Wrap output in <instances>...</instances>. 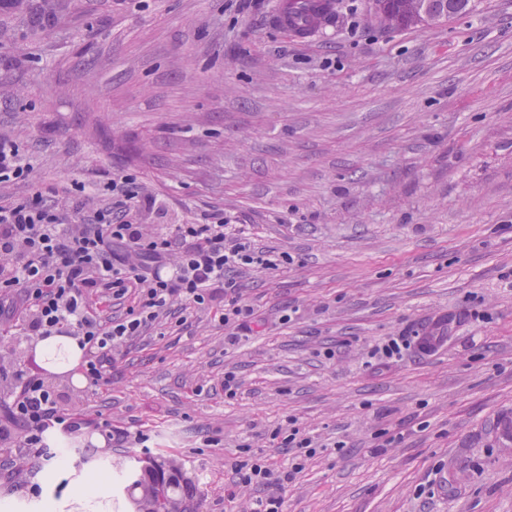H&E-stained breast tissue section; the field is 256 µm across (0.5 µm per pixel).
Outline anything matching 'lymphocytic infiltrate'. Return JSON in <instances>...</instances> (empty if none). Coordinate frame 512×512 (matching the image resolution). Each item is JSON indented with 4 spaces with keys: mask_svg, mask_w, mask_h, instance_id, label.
<instances>
[{
    "mask_svg": "<svg viewBox=\"0 0 512 512\" xmlns=\"http://www.w3.org/2000/svg\"><path fill=\"white\" fill-rule=\"evenodd\" d=\"M112 196L109 207L73 219L48 206L41 192L21 202L0 203V319L23 314L29 336H72L85 352L84 371L91 383L105 380L116 351L159 321L174 302L203 305L229 295L225 323L247 326L253 312L231 298L236 285L226 274L235 269L275 270L287 255L255 253L245 233L227 236L228 221L217 216L205 224H181L167 234L128 221L135 208L154 207L134 176L104 183ZM100 292L130 299L124 318L112 319L90 308ZM16 390L8 397V415L0 420V445L33 448L42 457L51 452L48 431L74 435L90 424L85 413H65L43 380L16 369ZM295 449L289 471L275 473L263 458L251 456L235 465L240 485H283L318 453L299 428L282 439Z\"/></svg>",
    "mask_w": 512,
    "mask_h": 512,
    "instance_id": "lymphocytic-infiltrate-1",
    "label": "lymphocytic infiltrate"
}]
</instances>
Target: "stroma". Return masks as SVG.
<instances>
[{
  "mask_svg": "<svg viewBox=\"0 0 512 512\" xmlns=\"http://www.w3.org/2000/svg\"><path fill=\"white\" fill-rule=\"evenodd\" d=\"M476 2L387 29L372 0H337L339 23L301 40L273 25L278 0H0V135L32 168L0 200L38 187L92 210L107 199L84 185L131 174L156 199L133 223L221 213L289 257L233 273L255 322L174 304L104 383L0 337L1 370L93 420L79 458L0 447V512H83L87 487L132 512L116 472L151 458L201 512H247L265 491L231 465L247 449L288 469L271 433L291 419L321 450L284 512H512V0ZM398 337L401 356H373ZM104 420L147 447L106 445Z\"/></svg>",
  "mask_w": 512,
  "mask_h": 512,
  "instance_id": "stroma-1",
  "label": "stroma"
}]
</instances>
